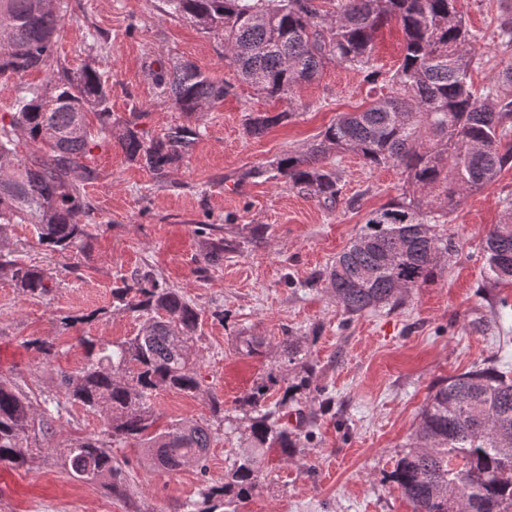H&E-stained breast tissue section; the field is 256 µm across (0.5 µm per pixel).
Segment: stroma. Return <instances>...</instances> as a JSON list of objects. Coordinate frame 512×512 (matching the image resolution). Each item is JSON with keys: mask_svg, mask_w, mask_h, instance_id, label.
Instances as JSON below:
<instances>
[{"mask_svg": "<svg viewBox=\"0 0 512 512\" xmlns=\"http://www.w3.org/2000/svg\"><path fill=\"white\" fill-rule=\"evenodd\" d=\"M55 51L72 70L96 61L106 77L114 118L135 119L139 130L162 135L184 115L154 80L159 67L187 60L230 85L224 101L193 116L201 136L166 179L127 160L117 143L92 147L83 163L94 237L75 256L45 251L30 225L13 226L16 254L53 269L49 295H22L0 280V376L16 382L33 402L58 390L60 371L86 361L80 342L89 336L121 341L136 335L141 319L112 308L121 278L152 268L201 310L195 347L204 395L170 391L152 399L159 425L183 419L209 425L207 472L188 466L168 472L150 466L135 446L116 448L130 486L116 498L70 474L63 444L101 434L105 419L79 404H64L56 435L22 468L0 463V512H174L198 499L203 484L218 485L238 450L237 436L213 417L209 396L233 413L274 357L247 358L240 336L277 343L307 336L321 370L318 384L335 397L331 412L315 413L316 437L297 461L270 455L265 488L224 512H412L389 479L409 444L432 385L487 366L512 372V284L484 278L485 239L512 216V164L481 190L465 194L438 225L456 247L434 282L413 289L404 304L351 318L324 285L308 279L326 268L358 232L366 212L397 196L403 185L394 168H373L355 154L331 156L342 175V193L325 206L284 180L239 183L240 173L306 150L343 112L365 109L379 86L364 73L327 65L294 99L274 100L239 80L224 62V42L190 20L165 12L164 0H66ZM463 16L482 38L485 55L473 71L483 88L512 64V50L497 49L499 17L512 0H463ZM291 111L288 123L261 137L247 136L252 112ZM202 224L232 225L246 248L204 262ZM267 227L252 242L256 226ZM80 322L64 328V316ZM52 341L61 353L51 363L26 348L27 340Z\"/></svg>", "mask_w": 512, "mask_h": 512, "instance_id": "obj_1", "label": "stroma"}]
</instances>
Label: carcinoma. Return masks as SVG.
Returning a JSON list of instances; mask_svg holds the SVG:
<instances>
[{"label": "carcinoma", "instance_id": "1", "mask_svg": "<svg viewBox=\"0 0 512 512\" xmlns=\"http://www.w3.org/2000/svg\"><path fill=\"white\" fill-rule=\"evenodd\" d=\"M167 13L224 35V61L239 78L270 97H293L327 63L376 78V39L394 21L404 36L401 63L380 93L360 112L329 125L304 153L290 152L269 166H253L243 178L279 177L318 201L335 203L341 176L330 152L353 151L369 166H391L404 176V191L370 211L360 231L336 260L308 284L327 281L330 294L351 317L395 308L409 293L434 281L452 252L436 231L467 193L493 183L512 162V67L478 95L472 66L478 37L467 29L459 0H165ZM65 0H0V80L32 70L46 73L41 86L15 96L0 116V279L36 298L53 288V274L14 255L9 228L33 226L37 241L53 252H80L92 237L82 223L89 210L80 159L94 142L87 119L94 112L99 134L117 139L127 159L162 178L195 146L199 127L170 126L146 138L131 121L112 119L106 80L88 65L66 68L54 54ZM156 81L191 117L224 99L229 88L189 62L159 68ZM292 116L290 111L251 113L246 132L260 137ZM32 147L21 156V145ZM234 242L217 237L206 259L215 262ZM241 246V242L234 243ZM487 278L512 283V220L495 225L485 240ZM116 308L143 318L139 332L123 341L84 340L88 363L60 373L65 399L105 416L102 434L64 446V465L76 477L99 483L117 497L127 478L112 447L135 441L152 464L176 471L193 464L205 471L209 426L175 420L155 427L151 399L160 391L197 396L201 376L192 356L200 309L148 268L112 289ZM312 341L285 336L276 345L279 367L254 381L240 401L242 415L228 420L224 403L209 397L213 416L239 432L241 450L220 486H204L200 499L177 512H216L224 501H245L263 487L264 456L289 462L314 437L303 399L330 407L328 390L316 384L320 365ZM239 354L263 357V336H238ZM276 400H270L273 394ZM35 410L28 394L0 378V462L24 467L51 441L62 403L45 397ZM296 424L288 426V405ZM390 481L412 512H512V377L496 368L474 369L436 382Z\"/></svg>", "mask_w": 512, "mask_h": 512}]
</instances>
